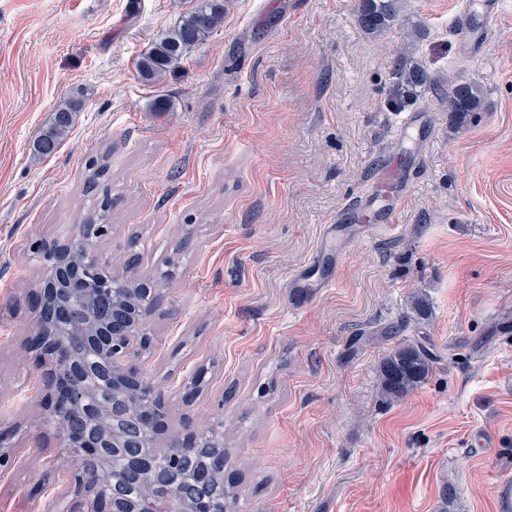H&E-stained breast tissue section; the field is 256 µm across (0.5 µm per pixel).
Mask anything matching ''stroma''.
<instances>
[{"label": "stroma", "instance_id": "obj_1", "mask_svg": "<svg viewBox=\"0 0 512 512\" xmlns=\"http://www.w3.org/2000/svg\"><path fill=\"white\" fill-rule=\"evenodd\" d=\"M356 0H230L224 24L154 84L136 63L191 0H0V426L22 422L24 468L0 476V512H69L70 471L36 407L21 348L37 270L30 244L69 236L112 198L102 261L130 238L162 276L143 363L171 426L224 421L234 512H512V0L477 56L455 35L459 0H407L365 33ZM419 29L414 40L406 30ZM431 75L414 112L433 138L394 228L350 241L302 308L291 275L325 225L392 153L397 60ZM484 107L454 123L448 76ZM82 91L67 141L34 159L37 129ZM110 153L103 190L88 158ZM432 307L416 322L412 294ZM433 370L385 399L377 370L404 340ZM206 366L192 406L182 382Z\"/></svg>", "mask_w": 512, "mask_h": 512}]
</instances>
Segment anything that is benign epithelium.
Wrapping results in <instances>:
<instances>
[{
  "label": "benign epithelium",
  "mask_w": 512,
  "mask_h": 512,
  "mask_svg": "<svg viewBox=\"0 0 512 512\" xmlns=\"http://www.w3.org/2000/svg\"><path fill=\"white\" fill-rule=\"evenodd\" d=\"M108 230L80 224L73 236L40 239L32 248L37 281L23 347L39 373L37 405L74 463L65 494L74 500L72 512H163L157 489L169 487L179 512H206L207 495L224 484V420L205 435L189 420L169 428L165 395L138 363L151 346L149 320L162 305L161 283L140 269L136 254L103 264L97 246ZM206 374L201 366L184 380L185 400L204 392ZM21 428L18 422L0 431L1 473L22 466L12 442ZM157 448L172 449L176 467L197 449L211 450L213 461L175 480L159 466ZM115 458L118 475L110 470ZM108 482L112 492L104 495ZM127 485L140 488L139 498L126 495Z\"/></svg>",
  "instance_id": "7a95c632"
}]
</instances>
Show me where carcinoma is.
Masks as SVG:
<instances>
[{
	"instance_id": "obj_1",
	"label": "carcinoma",
	"mask_w": 512,
	"mask_h": 512,
	"mask_svg": "<svg viewBox=\"0 0 512 512\" xmlns=\"http://www.w3.org/2000/svg\"><path fill=\"white\" fill-rule=\"evenodd\" d=\"M402 0H358L357 20L364 31L379 36L389 30L399 17ZM224 0H195L170 28L162 32L150 50L139 58L137 73L141 81L152 84L178 65L191 51L213 36L224 23ZM431 81L425 68L403 59L396 70L393 95L395 108L401 109L418 96V89ZM448 111L457 116L476 111L481 104V90L473 81L448 83ZM84 106L81 93L75 92L60 101L50 121L42 126L33 141V156L44 159L57 150L71 134L77 113ZM432 370L424 347L410 341L400 343L380 367V388L391 399H400L420 387ZM236 491L226 487L211 502L212 512H225L226 505H235Z\"/></svg>"
}]
</instances>
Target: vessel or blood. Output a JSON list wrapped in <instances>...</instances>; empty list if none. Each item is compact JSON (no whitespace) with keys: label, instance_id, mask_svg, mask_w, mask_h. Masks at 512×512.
<instances>
[{"label":"vessel or blood","instance_id":"b4317fda","mask_svg":"<svg viewBox=\"0 0 512 512\" xmlns=\"http://www.w3.org/2000/svg\"><path fill=\"white\" fill-rule=\"evenodd\" d=\"M502 10L500 0H463L457 16L455 35L467 55H474L486 42L491 23ZM395 150L419 158L429 140V130L421 113L413 112L401 123ZM405 170L388 160L377 169L369 189L347 209L336 223L324 227L321 241L308 261L297 270L291 286L297 298H310L314 292L332 287L331 279H321L317 269L327 250L343 252L353 232H374L392 227L398 204L404 194Z\"/></svg>","mask_w":512,"mask_h":512}]
</instances>
